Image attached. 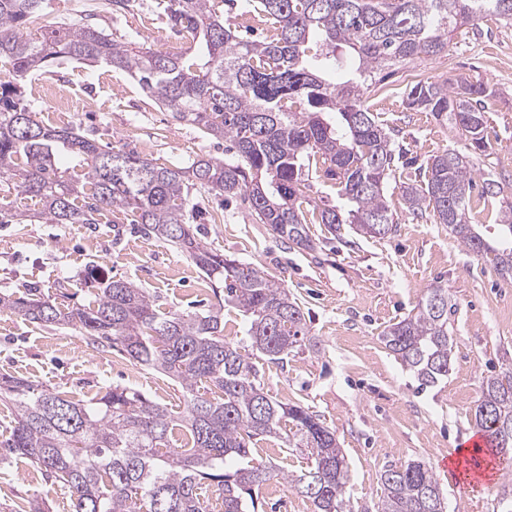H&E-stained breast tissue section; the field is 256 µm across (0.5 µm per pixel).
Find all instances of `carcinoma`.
<instances>
[{
  "label": "carcinoma",
  "instance_id": "carcinoma-1",
  "mask_svg": "<svg viewBox=\"0 0 512 512\" xmlns=\"http://www.w3.org/2000/svg\"><path fill=\"white\" fill-rule=\"evenodd\" d=\"M160 5L171 26L198 43L195 58L132 47L91 24L37 34L44 0H0V63L10 66L0 78V178L38 205L20 211L3 197L0 224L128 219L144 237L184 253L216 285L218 304L204 313L162 312L146 289L95 270L85 280L92 305L70 306L30 288L18 298L0 293V312L39 327L69 326L94 345L119 348L179 383L185 411L175 418L118 385L98 398L73 401L1 374L0 401L12 428L0 441V457H24L47 481L66 485L71 512H207L198 493L205 481L222 496L224 512H255V490L277 473L255 461L254 445L273 437L287 449L306 451L308 469L286 480L311 500L314 512H351L345 500L350 473L336 431L309 408L273 398L255 364L224 339L227 304L248 318L251 350L284 364L305 345V313L263 271L202 243L186 219L191 191L244 196L257 223L302 250L314 249L310 224L331 232L352 224L370 238L395 233L386 188L404 149L375 120L368 95L395 71L447 51L455 31L486 13L512 25V0H245L246 12L274 20L267 41L225 27L214 0ZM315 36L322 40L314 49ZM58 58L128 73L173 118L228 142L231 159L198 155L184 166L160 167L134 152L105 149L74 128L44 124L25 104V80ZM496 94L463 77L406 89V108L448 123L463 150L431 156L422 184L405 183L401 191L411 214L431 209L465 247L474 251L482 244L497 273L512 280V195L489 175L479 182L475 177L476 161L492 149L485 105ZM62 155L77 168L69 177L58 166ZM315 158L346 206L303 208ZM478 187L483 196L500 197L495 241L470 224ZM454 313L448 289L436 286L413 314L381 335L423 387L448 380ZM473 426L494 455L512 451V362L483 378ZM177 428L180 446L172 443ZM380 482L377 512H446L438 482L421 461L383 471Z\"/></svg>",
  "mask_w": 512,
  "mask_h": 512
}]
</instances>
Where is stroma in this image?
<instances>
[{"instance_id": "obj_1", "label": "stroma", "mask_w": 512, "mask_h": 512, "mask_svg": "<svg viewBox=\"0 0 512 512\" xmlns=\"http://www.w3.org/2000/svg\"><path fill=\"white\" fill-rule=\"evenodd\" d=\"M159 0H133L116 12L102 0L93 17L114 39L168 52L176 32ZM512 26L501 23L454 32L445 55L425 58L396 72L384 91L370 94L375 119L394 129L396 141L417 163L459 147L448 124L427 112L406 111L403 93L414 80L444 81L465 76L494 84L488 103L489 156L478 168L512 184ZM51 87L70 97V125L102 145L135 152L171 167L199 155H224V142L172 118L130 75L97 64L58 59L26 81V102L38 115L47 105L40 94ZM414 168L389 184L387 200L398 220L385 238L357 235L349 225L337 234L310 225L314 250L275 239L241 202L194 194L198 210L189 221L208 247L249 263L283 282L308 319L312 347L278 365L256 359L265 390L284 403H298L335 430L350 468L345 498L352 512H375L380 475L413 460L436 467L450 449L474 435L471 416L483 377L512 361V283L490 262L462 246L436 223L432 211L409 215L400 183L416 179ZM103 269L146 288L162 311L194 313L214 304L211 285L176 248L131 233L125 224H0V293L22 295L27 288L75 294L88 303L81 283ZM448 289L457 303L451 318V371L447 383L418 390L417 381L381 341L382 332L411 314L428 288ZM0 373L31 380L89 400L120 385L145 394L173 415L185 409L178 383L143 367L108 346L91 345L69 327L40 328L0 312ZM254 455L280 474L258 491V512H313L310 500L288 487L285 477L308 466L304 453L284 451L274 439L259 441ZM438 483L448 512H496L501 481L471 490L446 477ZM49 512H71L70 494L46 482L28 460L0 461V512H19L34 496Z\"/></svg>"}]
</instances>
